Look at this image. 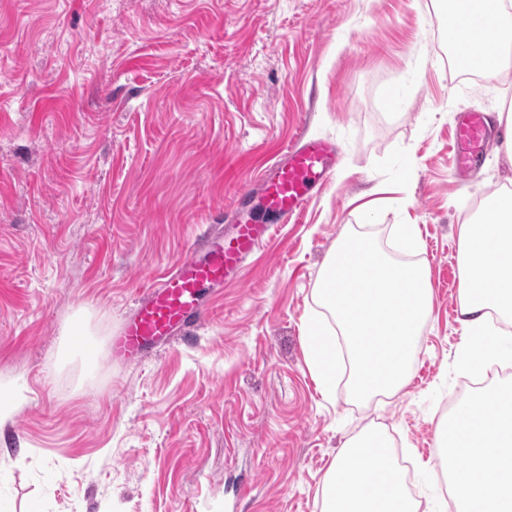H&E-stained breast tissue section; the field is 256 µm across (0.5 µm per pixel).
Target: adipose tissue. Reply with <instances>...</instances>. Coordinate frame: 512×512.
<instances>
[{"mask_svg":"<svg viewBox=\"0 0 512 512\" xmlns=\"http://www.w3.org/2000/svg\"><path fill=\"white\" fill-rule=\"evenodd\" d=\"M467 18L479 71L496 77L512 64V0H452ZM460 322L469 338L460 365L478 373L512 355L489 315L512 321V189L487 196L458 236ZM454 439L444 467L456 512H512V383H489L461 400L443 424ZM386 431L368 426L347 438L321 487V512H418L393 461Z\"/></svg>","mask_w":512,"mask_h":512,"instance_id":"ef3b65f1","label":"adipose tissue"}]
</instances>
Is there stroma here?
<instances>
[{
	"instance_id": "1",
	"label": "stroma",
	"mask_w": 512,
	"mask_h": 512,
	"mask_svg": "<svg viewBox=\"0 0 512 512\" xmlns=\"http://www.w3.org/2000/svg\"><path fill=\"white\" fill-rule=\"evenodd\" d=\"M444 28L433 0H0V512H320L370 424L442 505L438 425L474 391L448 272L461 225L512 183L493 139L472 187L454 174L457 112L512 102V68L459 78ZM303 137L336 144L331 183L202 325L109 359L150 279L255 211L259 174ZM367 202L388 253L394 225L418 226L433 312L410 383L359 405L342 379L323 398L303 322Z\"/></svg>"
}]
</instances>
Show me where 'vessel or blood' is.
<instances>
[{"label": "vessel or blood", "instance_id": "obj_1", "mask_svg": "<svg viewBox=\"0 0 512 512\" xmlns=\"http://www.w3.org/2000/svg\"><path fill=\"white\" fill-rule=\"evenodd\" d=\"M490 127L484 113H462L456 125L455 166L466 174L478 164ZM337 149L328 141H299L284 160L260 178L261 212L231 225L205 249H190L176 267L152 279L146 297L138 299L121 332L112 340L113 358L139 363L145 348L169 342L208 317L207 289L233 278L266 239L268 227L297 217L328 181Z\"/></svg>", "mask_w": 512, "mask_h": 512}]
</instances>
